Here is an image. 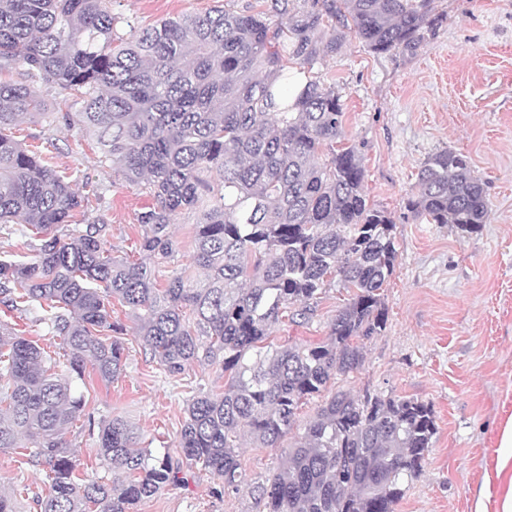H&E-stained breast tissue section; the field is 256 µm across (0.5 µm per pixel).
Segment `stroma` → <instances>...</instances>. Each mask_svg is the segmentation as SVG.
Returning a JSON list of instances; mask_svg holds the SVG:
<instances>
[{"label": "stroma", "mask_w": 512, "mask_h": 512, "mask_svg": "<svg viewBox=\"0 0 512 512\" xmlns=\"http://www.w3.org/2000/svg\"><path fill=\"white\" fill-rule=\"evenodd\" d=\"M223 2L112 0V11L147 27ZM440 5L443 22L415 53L376 55L349 31L336 53L314 66L342 97L345 139L362 157L369 203L394 222L397 258L382 290L385 331L364 342L357 371L331 380L304 401L279 447L243 440L238 492L221 495L220 478L193 471L187 484L166 487L138 503L137 512H253L254 483L280 469L306 422L339 390L410 397L434 410L432 446L395 512H473L484 467L495 458L494 420L501 411L512 413V0H441ZM34 89L48 110L36 121L19 122L16 139L51 143L52 165L90 199L89 218L108 224L112 255L149 260L159 285L180 274L186 287L195 286L202 277L191 245L197 212L185 209L174 216L177 248L171 257L145 258L137 217L151 197L126 181L79 128L65 124L64 113L81 111L82 98L41 81ZM443 148L468 156L484 184L489 218L474 232L428 223L404 207L416 191L422 163ZM349 297L332 285L308 323L298 326L283 318L271 328L267 345L321 342ZM43 316L36 306L27 311L0 306V325L62 358L65 346ZM112 318L124 327L122 374L109 384L90 372L71 381L95 423L65 436L86 482L108 483L113 477L98 451L97 427L103 421L123 417L136 428L140 447L175 455L189 399L201 388L223 390L225 382L217 365L196 364L170 376L145 354L130 309L113 302ZM49 484L43 467L26 464L18 451H0V490L16 497L18 512H37L36 501Z\"/></svg>", "instance_id": "obj_1"}]
</instances>
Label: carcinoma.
Returning a JSON list of instances; mask_svg holds the SVG:
<instances>
[{"label": "carcinoma", "mask_w": 512, "mask_h": 512, "mask_svg": "<svg viewBox=\"0 0 512 512\" xmlns=\"http://www.w3.org/2000/svg\"><path fill=\"white\" fill-rule=\"evenodd\" d=\"M233 0L204 14L118 31L111 0H0V234L35 230L32 259L0 256V305L37 303L67 347L68 371L104 381L125 366L112 299L131 309L143 346L166 373L221 365L224 392L187 404L181 457L137 447L124 418L100 427V454L123 478L82 482L65 434L84 416L83 397L55 372L38 343L0 328V450L35 448L49 493L39 512H135L137 503L187 472L209 471L222 492L239 490V441L277 448L307 397L360 368L361 341L381 334V290L396 261L393 220L369 205L364 167L344 138L336 86L294 77L336 52L343 33L323 40L324 17L382 55L414 53L442 20L437 0ZM44 81L83 99L64 114L142 183L153 203L138 215L139 251L169 257V228L183 209L201 210L193 232L203 279L157 287L154 269L105 248L108 225L86 219L87 202L41 153L14 139L19 119L46 107L31 90ZM407 211L431 224L472 232L486 223L484 184L469 158L444 148L418 173ZM84 225L65 239L59 228ZM355 292L316 346H263L288 308L313 314L332 280ZM108 328L115 337L102 339ZM431 406L414 398L338 391L288 448L285 465L253 487L255 512H394L421 472L435 435Z\"/></svg>", "instance_id": "obj_1"}]
</instances>
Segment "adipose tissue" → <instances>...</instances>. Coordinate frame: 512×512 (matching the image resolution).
I'll use <instances>...</instances> for the list:
<instances>
[{
	"label": "adipose tissue",
	"mask_w": 512,
	"mask_h": 512,
	"mask_svg": "<svg viewBox=\"0 0 512 512\" xmlns=\"http://www.w3.org/2000/svg\"><path fill=\"white\" fill-rule=\"evenodd\" d=\"M498 449L492 471L475 499L474 512H512V414L496 423Z\"/></svg>",
	"instance_id": "obj_1"
}]
</instances>
